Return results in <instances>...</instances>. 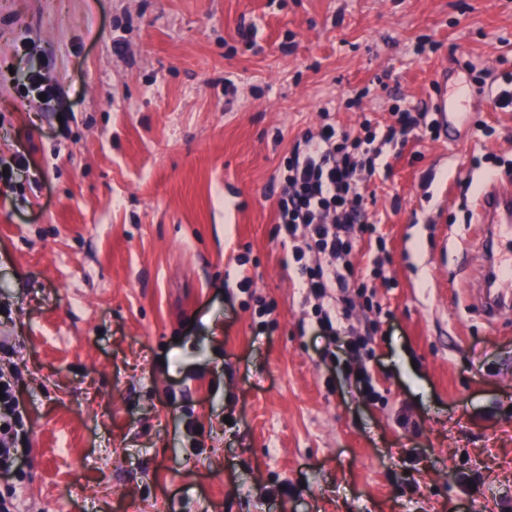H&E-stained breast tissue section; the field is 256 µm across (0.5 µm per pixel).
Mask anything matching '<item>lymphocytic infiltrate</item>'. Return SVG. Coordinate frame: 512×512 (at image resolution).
Segmentation results:
<instances>
[{
	"instance_id": "f902f5d3",
	"label": "lymphocytic infiltrate",
	"mask_w": 512,
	"mask_h": 512,
	"mask_svg": "<svg viewBox=\"0 0 512 512\" xmlns=\"http://www.w3.org/2000/svg\"><path fill=\"white\" fill-rule=\"evenodd\" d=\"M392 122L364 119L359 135L337 131L329 111L320 114L318 131H306L295 143L280 177L276 236L292 246L295 269L313 302L319 328L337 334L350 316L355 298L379 309L375 289L356 274L359 241L374 236L366 211L369 181L387 173L384 149L405 140L437 138L434 113L397 107ZM11 377L0 372V475L17 460L21 423Z\"/></svg>"
}]
</instances>
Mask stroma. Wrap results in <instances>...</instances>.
<instances>
[{
  "instance_id": "35a3bbf8",
  "label": "stroma",
  "mask_w": 512,
  "mask_h": 512,
  "mask_svg": "<svg viewBox=\"0 0 512 512\" xmlns=\"http://www.w3.org/2000/svg\"><path fill=\"white\" fill-rule=\"evenodd\" d=\"M52 102L27 92L31 69ZM512 79V0H0V368L16 512H512V319L465 291L512 109L388 148L369 187L367 399L274 234L278 167L337 127ZM363 98H356V91ZM249 288H241L243 278ZM274 303L259 316V300ZM0 384H3V391L0 393L4 395L0 400V475H7L11 473L17 460L16 443L19 431L16 427L20 426L21 420L16 412L13 380L0 372Z\"/></svg>"
}]
</instances>
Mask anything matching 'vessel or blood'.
<instances>
[{
    "label": "vessel or blood",
    "instance_id": "vessel-or-blood-1",
    "mask_svg": "<svg viewBox=\"0 0 512 512\" xmlns=\"http://www.w3.org/2000/svg\"><path fill=\"white\" fill-rule=\"evenodd\" d=\"M483 106V98L467 79L455 90L441 89L435 103L441 124L455 127L470 123ZM475 221L482 228L481 245L487 271L476 290V298L488 324L512 313V175L485 180L473 201Z\"/></svg>",
    "mask_w": 512,
    "mask_h": 512
}]
</instances>
